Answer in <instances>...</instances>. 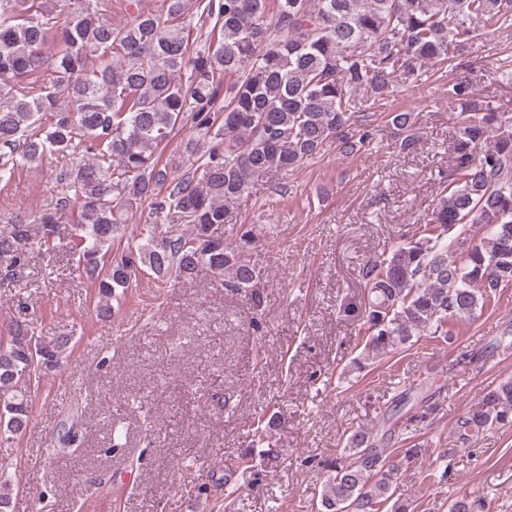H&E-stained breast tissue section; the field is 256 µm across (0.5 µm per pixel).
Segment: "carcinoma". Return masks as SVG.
Wrapping results in <instances>:
<instances>
[{
  "mask_svg": "<svg viewBox=\"0 0 512 512\" xmlns=\"http://www.w3.org/2000/svg\"><path fill=\"white\" fill-rule=\"evenodd\" d=\"M185 10L186 0H163L160 12L140 10L116 27L97 0H0V182L47 153L78 160L61 178L53 209L0 230L1 277L25 280L32 254L52 257L60 225L69 224L78 270L98 286L103 318L141 273L162 281L219 275L258 307L254 287L263 272L248 256L250 232L228 247L212 231L231 221L230 206L256 181L302 165L328 143L353 152L370 136L355 121L359 94L377 104L391 78L412 84L418 67L471 55L477 28L512 23V0H198V20L220 26V37L199 50ZM48 60L53 91L37 85ZM448 103L457 108V135L431 214L362 269L366 348L375 353L424 332L452 336L458 318L512 287V115L473 98L462 79ZM187 115L212 146L193 170L171 179L160 155ZM389 121L407 132L400 148L413 150L411 113L393 110ZM149 199L192 232L174 225L115 252L127 213ZM473 224L483 229L475 244L466 238ZM64 347L24 321L0 339V445L25 432L33 376L55 367ZM511 424L510 380L482 391L458 438L467 443ZM352 445L353 458L336 462L322 506L384 512L398 469L366 433ZM111 496L101 486L79 508L103 512ZM448 512H489V505L464 496Z\"/></svg>",
  "mask_w": 512,
  "mask_h": 512,
  "instance_id": "carcinoma-1",
  "label": "carcinoma"
}]
</instances>
